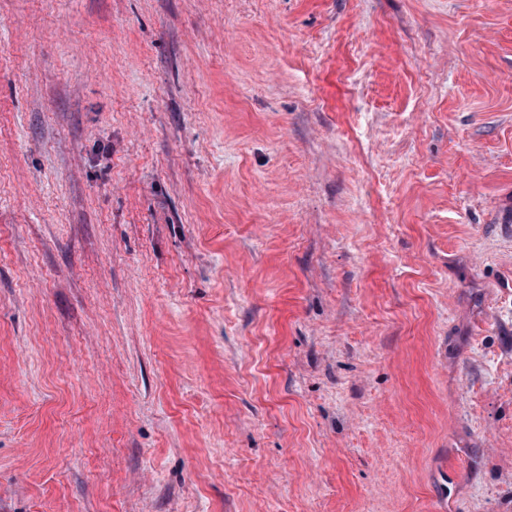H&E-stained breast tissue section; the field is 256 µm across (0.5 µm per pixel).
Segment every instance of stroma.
<instances>
[{
  "instance_id": "35a3bbf8",
  "label": "stroma",
  "mask_w": 512,
  "mask_h": 512,
  "mask_svg": "<svg viewBox=\"0 0 512 512\" xmlns=\"http://www.w3.org/2000/svg\"><path fill=\"white\" fill-rule=\"evenodd\" d=\"M512 512V0H0V512Z\"/></svg>"
}]
</instances>
